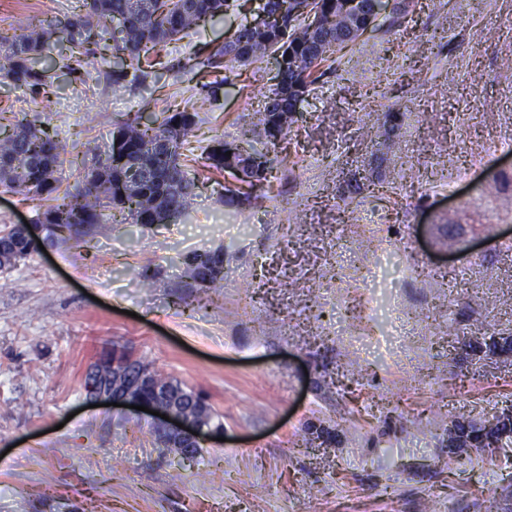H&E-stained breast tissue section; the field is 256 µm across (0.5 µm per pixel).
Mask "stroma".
Returning <instances> with one entry per match:
<instances>
[{"label": "stroma", "instance_id": "35a3bbf8", "mask_svg": "<svg viewBox=\"0 0 512 512\" xmlns=\"http://www.w3.org/2000/svg\"><path fill=\"white\" fill-rule=\"evenodd\" d=\"M78 0H0V30L77 11ZM232 12L161 47L165 69L121 93L32 96L0 78V116H40L75 185L115 121L191 109L224 85L188 143L190 217L113 224L0 271V512H512V446L449 454L452 421L512 409V0H415L326 63L250 198L203 166L215 138L258 137L272 59L188 69L223 44ZM377 224L379 239L354 233ZM394 248L400 270L364 281L371 316L398 327L399 359L358 360L332 332L336 265ZM224 257L221 287L185 278L192 253ZM202 393L224 441L190 459L150 417L90 407L84 382L109 344Z\"/></svg>", "mask_w": 512, "mask_h": 512}]
</instances>
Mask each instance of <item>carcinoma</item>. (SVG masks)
I'll return each instance as SVG.
<instances>
[{"label": "carcinoma", "mask_w": 512, "mask_h": 512, "mask_svg": "<svg viewBox=\"0 0 512 512\" xmlns=\"http://www.w3.org/2000/svg\"><path fill=\"white\" fill-rule=\"evenodd\" d=\"M234 2L82 0L83 10L64 18L34 23L20 17L13 33L0 32V76L14 88L36 95L61 75L72 82H85L90 75L89 58L97 56L103 63L116 66L112 70V91L118 92L127 77V67L135 66L142 76H148L155 66L149 58L151 50L191 34L208 19L227 14ZM313 2L330 27V40L319 54L308 55V30L299 18L290 27L273 21L264 30L245 20L206 60L211 69H220L226 62L251 64L273 53L281 54L285 60L291 55L300 62L297 70L284 68L267 96L264 126L271 122L272 113L281 111L280 103L291 99L299 105L304 101V94L290 93L293 84L309 86L316 68L356 40L354 36H336V27L346 21L336 8V0ZM117 15L126 19L127 26L109 43L105 35ZM197 116L195 111L183 110L164 113L147 124L137 117L118 123L115 132L119 152L97 154L81 183L63 190L54 177L64 151L56 135L27 119L25 113L7 126L0 125V186L49 202L38 212L31 228H11L0 233V268L12 266L20 254L36 251L40 242L67 241L88 230L105 228L104 211L112 206L126 213L132 224H151L161 215L169 221L188 216L196 193L182 149L188 144ZM222 150L224 140H215L206 153L204 166L223 171ZM166 153L170 161L160 175L145 179L135 193L122 192L128 170L125 158L139 159L151 167L160 162L159 155ZM469 437L475 448L502 447L503 441L512 439V410L497 418V428L492 431L470 427Z\"/></svg>", "instance_id": "1"}]
</instances>
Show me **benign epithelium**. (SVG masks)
Here are the masks:
<instances>
[{
    "mask_svg": "<svg viewBox=\"0 0 512 512\" xmlns=\"http://www.w3.org/2000/svg\"><path fill=\"white\" fill-rule=\"evenodd\" d=\"M397 0H345L344 10L351 12L354 25L366 32L380 16L390 13ZM290 14L306 21L311 45L327 39L328 25L321 14L312 7V0H289ZM224 171L233 174L239 181L255 185L261 182L265 158L252 153V149L241 144L226 145ZM86 397L93 403H119L145 406L159 412L152 416L159 431L165 435L166 446L177 455L199 450L207 441L224 436V425L215 421L207 400L198 397L197 415H189L182 406V393L170 382L157 380L155 371L134 360L115 358L112 366L95 361L90 369V384ZM168 419L161 418V415Z\"/></svg>",
    "mask_w": 512,
    "mask_h": 512,
    "instance_id": "1",
    "label": "benign epithelium"
}]
</instances>
